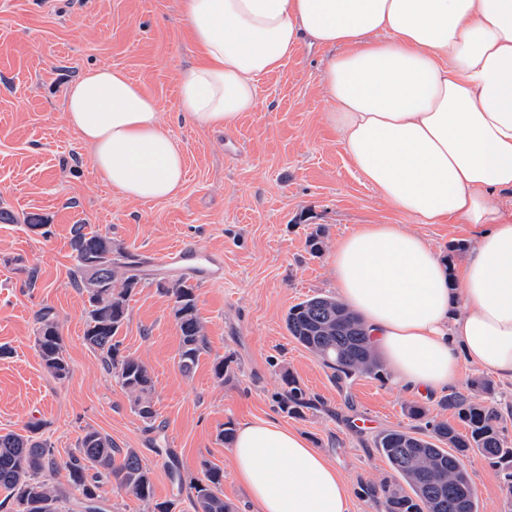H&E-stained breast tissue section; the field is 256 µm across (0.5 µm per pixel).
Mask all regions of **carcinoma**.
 <instances>
[{
	"instance_id": "obj_1",
	"label": "carcinoma",
	"mask_w": 512,
	"mask_h": 512,
	"mask_svg": "<svg viewBox=\"0 0 512 512\" xmlns=\"http://www.w3.org/2000/svg\"><path fill=\"white\" fill-rule=\"evenodd\" d=\"M70 246L75 266L72 277L88 303L84 341L99 353L106 369L129 396L139 417L146 423L155 417L153 380L146 365L120 353L116 335L128 315V302L139 287L132 272L139 266L135 257L112 245V238L77 224ZM173 301L181 342L179 364L185 373L195 367L206 347L204 326L197 315L195 289L180 278L158 284ZM35 341L46 370L56 379L68 377L59 321L52 309L37 315ZM286 328L298 344L333 370L334 376L379 377L382 361L360 320L341 302L316 295L293 305L286 315ZM286 388L277 404L281 411L300 416L315 406L291 375L284 376ZM443 404L455 410L466 425L462 434L446 423L434 424L431 435L422 438L404 430H390L377 437L375 448L387 460L395 481L385 480L370 488L384 512H479L477 495L468 471L460 468L459 457L479 454L498 467L512 495V443L496 423L486 405L456 392ZM448 448H443V445ZM64 468L69 486L52 483L47 475L57 470L48 444L38 436V427H26V434H0V509L5 512H70V488L81 492L85 508H97L100 489L111 482L131 492L151 512H172L169 504L153 503L149 469L134 448H119L112 438L88 429L79 438ZM223 474L217 468L205 470L204 478L191 485L194 512H234L221 491Z\"/></svg>"
}]
</instances>
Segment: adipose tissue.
<instances>
[{"label": "adipose tissue", "instance_id": "ef3b65f1", "mask_svg": "<svg viewBox=\"0 0 512 512\" xmlns=\"http://www.w3.org/2000/svg\"><path fill=\"white\" fill-rule=\"evenodd\" d=\"M198 64L176 76L188 121L230 128L259 106V77L302 42L331 49L323 76L354 169L417 224L472 225L458 278L425 237L366 224L329 256L336 290L361 318L399 389L435 399L462 365L512 384V223L491 192H512V0H180ZM68 125L101 180L163 201L185 157L158 101L101 67L67 90ZM231 457L251 512H351L335 466L277 419L246 422Z\"/></svg>", "mask_w": 512, "mask_h": 512}]
</instances>
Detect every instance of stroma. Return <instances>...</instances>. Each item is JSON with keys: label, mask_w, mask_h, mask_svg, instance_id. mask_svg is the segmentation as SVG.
I'll list each match as a JSON object with an SVG mask.
<instances>
[{"label": "stroma", "mask_w": 512, "mask_h": 512, "mask_svg": "<svg viewBox=\"0 0 512 512\" xmlns=\"http://www.w3.org/2000/svg\"><path fill=\"white\" fill-rule=\"evenodd\" d=\"M328 54L302 48L261 78L257 111L228 129H210L178 113L176 72L198 56L179 0H0V346L9 350L0 357V432L22 434L27 424L41 423L61 466L83 431L96 429L138 451L155 501L190 512L189 484L210 466L223 474L225 501L242 507L230 447L219 433L274 417L335 465L352 489V512H381L369 492L391 474L374 446L381 433L422 437L432 420L464 431L442 401L401 391L386 375L336 379L288 336L291 306L335 295L328 254L359 225H404L430 240L455 271L474 236L467 224L406 219L353 170L325 120ZM99 67L123 70L158 101L186 161L177 197L133 201L100 180L89 147L63 116L68 86ZM34 215L47 234L28 228ZM76 224L109 234L142 261V282L117 338L122 354L151 373L154 425L134 413L83 339L87 303L71 277ZM319 228L325 246L314 255L307 240ZM183 242L224 255L223 280L196 285L207 347L188 376L178 364L173 303L156 286L180 273L143 262ZM45 307L58 317L70 364L63 380L45 370L35 343L36 315ZM221 357L229 370L220 380L213 366ZM287 374L317 399L303 416L277 406ZM410 405L423 407L425 418H409ZM467 469L479 512H512L496 468L474 455Z\"/></svg>", "instance_id": "stroma-1"}]
</instances>
